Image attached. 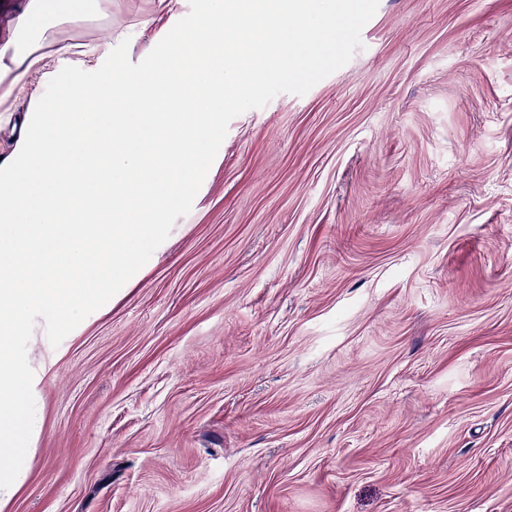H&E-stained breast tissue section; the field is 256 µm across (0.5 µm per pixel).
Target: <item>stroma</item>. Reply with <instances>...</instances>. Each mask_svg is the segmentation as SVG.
Masks as SVG:
<instances>
[{"mask_svg":"<svg viewBox=\"0 0 512 512\" xmlns=\"http://www.w3.org/2000/svg\"><path fill=\"white\" fill-rule=\"evenodd\" d=\"M0 105L145 58L101 0ZM364 50L232 120L189 214L59 346L10 512H512V0H380Z\"/></svg>","mask_w":512,"mask_h":512,"instance_id":"1","label":"stroma"}]
</instances>
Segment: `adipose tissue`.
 <instances>
[{
	"label": "adipose tissue",
	"mask_w": 512,
	"mask_h": 512,
	"mask_svg": "<svg viewBox=\"0 0 512 512\" xmlns=\"http://www.w3.org/2000/svg\"><path fill=\"white\" fill-rule=\"evenodd\" d=\"M100 9L99 0H31L25 29L9 48L12 64L0 66V103L12 96L21 81L20 76L11 75V67L34 69L39 62L36 51L57 23L78 24Z\"/></svg>",
	"instance_id": "adipose-tissue-1"
}]
</instances>
